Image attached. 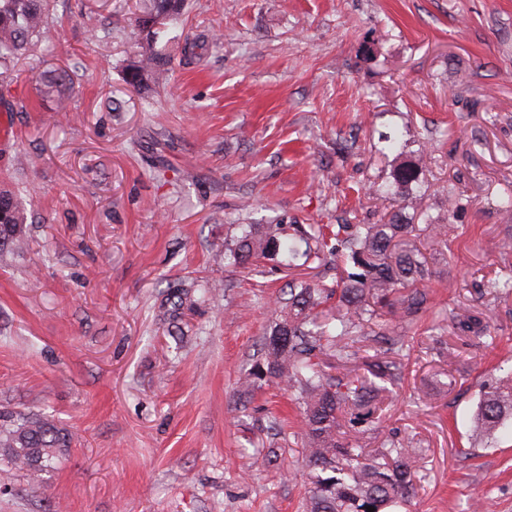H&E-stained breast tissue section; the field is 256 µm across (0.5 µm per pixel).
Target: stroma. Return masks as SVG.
<instances>
[{
	"mask_svg": "<svg viewBox=\"0 0 512 512\" xmlns=\"http://www.w3.org/2000/svg\"><path fill=\"white\" fill-rule=\"evenodd\" d=\"M144 5L52 0L54 55L0 76V185L27 215L25 249L0 257V406L74 436L45 489L0 469V512H299L297 404L275 385L238 404L288 279L274 259L225 268L224 239L415 214L371 191L421 154L448 240L418 234L430 309L358 439L419 449L412 512H512V440L462 456L480 384L512 366V294L484 287L512 277V252L488 250L512 236V0H187L149 106L123 80ZM60 68L51 112L38 87ZM190 283L208 300L176 342L159 304Z\"/></svg>",
	"mask_w": 512,
	"mask_h": 512,
	"instance_id": "1",
	"label": "stroma"
}]
</instances>
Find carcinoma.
I'll list each match as a JSON object with an SVG mask.
<instances>
[{
  "instance_id": "carcinoma-1",
  "label": "carcinoma",
  "mask_w": 512,
  "mask_h": 512,
  "mask_svg": "<svg viewBox=\"0 0 512 512\" xmlns=\"http://www.w3.org/2000/svg\"><path fill=\"white\" fill-rule=\"evenodd\" d=\"M136 18L141 39L138 58L127 65L125 83L143 94L152 90L170 68L157 45L182 22L185 0H148ZM47 0H0V69L32 48L53 52L46 39ZM70 75L63 69L47 72L44 92L63 96ZM423 158L398 167L392 179L373 189L376 196L395 201L407 191L422 188ZM24 212L17 197L0 190V255L23 249ZM414 218L393 213L381 224H241L238 234L224 243V266L238 268L253 258L274 256L285 271L300 261L341 263L336 287L326 288L302 278L288 282V297L276 301L277 318L261 340L260 355L242 381L247 396L265 384L288 388L302 409L309 490L303 512H404L414 495L418 449L405 443L364 448L343 431L345 424L367 423L380 408L386 385L402 376L393 355L403 349L401 324H410L427 309L428 296L418 284L429 278L428 261L412 241ZM336 299L331 311L319 307ZM191 291L169 299L163 319L177 321ZM397 319L388 326L384 315ZM452 321L463 330H487L480 319L455 313ZM374 326V354L363 357L361 372L334 373L329 361L355 356L347 340L364 337ZM474 423L479 443L492 448L512 436V367L480 387ZM74 437L54 419L0 408V464L43 487V474L72 447Z\"/></svg>"
}]
</instances>
